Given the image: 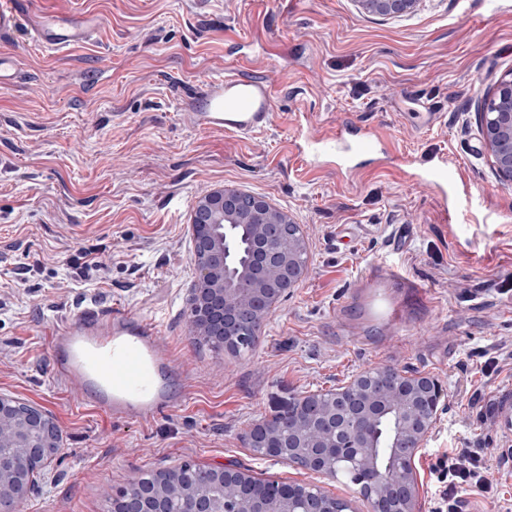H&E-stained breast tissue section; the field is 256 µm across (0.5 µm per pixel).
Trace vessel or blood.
I'll return each instance as SVG.
<instances>
[{"label": "vessel or blood", "mask_w": 512, "mask_h": 512, "mask_svg": "<svg viewBox=\"0 0 512 512\" xmlns=\"http://www.w3.org/2000/svg\"><path fill=\"white\" fill-rule=\"evenodd\" d=\"M24 16L18 0H0V37L14 33ZM92 13L44 15L31 25L35 43L45 49H71L84 44L100 27ZM181 107L193 125L241 138L269 128L275 119L272 85L267 77L224 72L203 80L187 94ZM382 146L373 129L345 122L317 137H302L297 155L306 165L324 161L353 172L356 160L373 156ZM454 165L438 159L419 175L420 184L436 194L440 204H452L453 221L468 224L475 198L456 195ZM56 376L74 384L110 415L142 419L172 407L166 375L174 365L172 352L158 338L155 325L116 307L86 309L53 341Z\"/></svg>", "instance_id": "1"}]
</instances>
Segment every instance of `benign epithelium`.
I'll use <instances>...</instances> for the list:
<instances>
[{"instance_id":"7a95c632","label":"benign epithelium","mask_w":512,"mask_h":512,"mask_svg":"<svg viewBox=\"0 0 512 512\" xmlns=\"http://www.w3.org/2000/svg\"><path fill=\"white\" fill-rule=\"evenodd\" d=\"M364 12L400 16L420 0H354ZM480 127L493 165L512 183V78L501 80L483 98ZM247 231L246 255L240 266L225 261L224 228ZM293 246L281 247L282 238ZM190 258L197 278L189 298L194 335L213 348L238 343L246 326L258 332L282 298L297 287L309 269L307 238L300 225L261 196L246 200L230 188L212 190L197 202L190 224ZM444 390L425 373L389 366L372 368L330 391L295 399L270 419L255 423L250 447L268 458L283 451L302 466L331 471L343 447L344 425L368 440L376 418L395 405L403 409L394 451L404 466L395 475L375 473L368 492L382 503L381 512H414L417 483L413 462L432 431ZM62 452L59 430L41 408L0 395V512L27 497L33 474ZM136 490L125 487L112 495V512H171L175 496L181 512H326L311 488L287 485L278 492L258 487L244 472L230 466H207L195 476L170 470L143 474Z\"/></svg>"}]
</instances>
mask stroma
<instances>
[{"label":"stroma","mask_w":512,"mask_h":512,"mask_svg":"<svg viewBox=\"0 0 512 512\" xmlns=\"http://www.w3.org/2000/svg\"><path fill=\"white\" fill-rule=\"evenodd\" d=\"M24 14L90 11L93 40L40 49L0 38L18 76L0 88V394L47 412L64 452L15 512H107L136 476L190 461L314 487L368 512L356 487L258 455L247 431L292 398L382 366L446 391L414 458L417 512H432L437 452L479 448L498 483L465 512H512V183L486 149L480 103L512 73V0H421L384 18L354 0H19ZM269 76L276 120L244 139L194 127L179 99L225 70ZM438 114L419 127V103ZM320 134L346 119L378 129L414 170L447 155L459 191L493 224H452L432 191L373 161L354 178L302 165L295 113ZM265 197L300 224L309 270L234 356L188 327L196 280L188 226L208 190ZM101 271H87L90 260ZM403 317L386 323L369 296ZM161 324L179 394L171 410L115 419L53 373L52 340L89 307Z\"/></svg>","instance_id":"obj_1"}]
</instances>
